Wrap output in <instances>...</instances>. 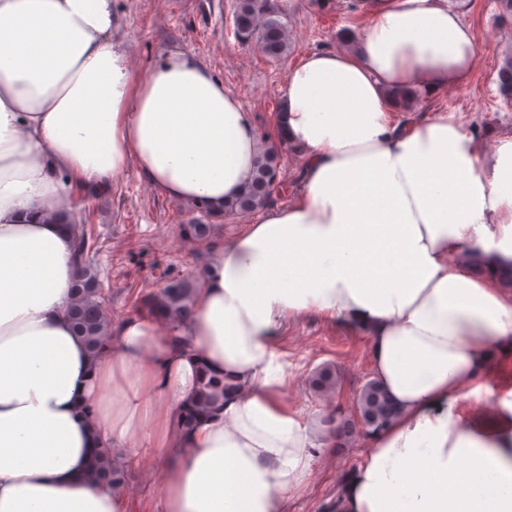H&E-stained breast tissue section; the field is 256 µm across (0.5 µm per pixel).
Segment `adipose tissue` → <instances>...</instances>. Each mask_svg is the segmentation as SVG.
Wrapping results in <instances>:
<instances>
[{
    "mask_svg": "<svg viewBox=\"0 0 512 512\" xmlns=\"http://www.w3.org/2000/svg\"><path fill=\"white\" fill-rule=\"evenodd\" d=\"M352 50L290 68L274 135L303 166L293 201L212 246L188 313L131 317L90 361L67 307L78 276L76 191L127 169L174 202L223 212L261 134L253 113L185 50L138 75L112 0H0V512H132L93 480V449H151L155 512H288L316 449L283 399L285 315L363 330L397 408L370 438L339 512H512V400L463 414L494 351L512 346V139L429 99L465 83L475 35L448 0H362ZM468 261H458V254ZM240 386L179 424L200 366Z\"/></svg>",
    "mask_w": 512,
    "mask_h": 512,
    "instance_id": "adipose-tissue-1",
    "label": "adipose tissue"
}]
</instances>
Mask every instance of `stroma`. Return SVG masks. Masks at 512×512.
<instances>
[{
  "label": "stroma",
  "mask_w": 512,
  "mask_h": 512,
  "mask_svg": "<svg viewBox=\"0 0 512 512\" xmlns=\"http://www.w3.org/2000/svg\"><path fill=\"white\" fill-rule=\"evenodd\" d=\"M235 0H114L123 18V33L131 62L146 72L170 50H187L208 65L250 109L263 134H270L280 104V89L294 63L321 48H339L345 29L360 27L363 18L357 0H333L329 12L309 8L307 0H290L281 16L287 23L292 50L288 57L265 56L258 44H239L234 38ZM460 11L471 25L477 58L469 80L428 100L430 115L448 116L468 128H477L486 149L512 138V105L498 92L497 68L512 46V32L495 22L494 0H466ZM73 207L96 228L101 249L97 256L101 279L112 290L113 324L138 315L137 298L157 292L167 277L200 279L211 260V250L178 232L195 215L192 205L168 200L135 170L118 178L103 194L76 195ZM276 363L286 377L283 399L311 429L329 416L357 414V394L372 377L369 343L352 327L316 314L288 316L276 344ZM335 367L340 382L323 396L311 388L315 372ZM488 392L474 393L466 405L483 415L497 414L502 395L512 390V352L496 353ZM368 447V438L356 435L345 446L316 454L302 487L288 499V512H336L339 481L353 472ZM128 478L124 488L135 512H150L159 493L160 466L151 455L125 459L114 450Z\"/></svg>",
  "instance_id": "stroma-1"
}]
</instances>
